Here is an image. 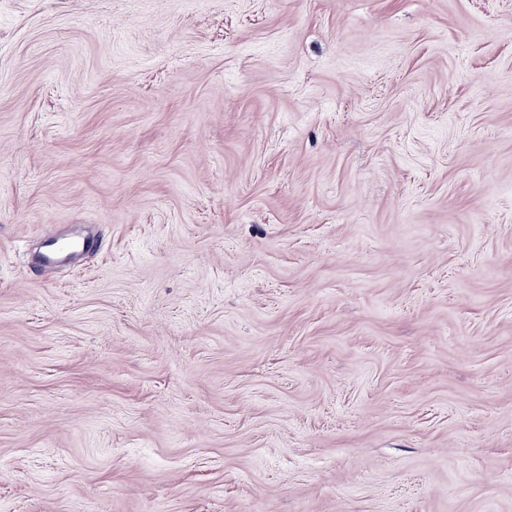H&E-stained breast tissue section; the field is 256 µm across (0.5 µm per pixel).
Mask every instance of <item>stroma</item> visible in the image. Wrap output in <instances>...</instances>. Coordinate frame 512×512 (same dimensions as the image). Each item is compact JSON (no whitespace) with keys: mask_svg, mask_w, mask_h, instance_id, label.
Here are the masks:
<instances>
[{"mask_svg":"<svg viewBox=\"0 0 512 512\" xmlns=\"http://www.w3.org/2000/svg\"><path fill=\"white\" fill-rule=\"evenodd\" d=\"M0 512H512V0H0Z\"/></svg>","mask_w":512,"mask_h":512,"instance_id":"1","label":"stroma"}]
</instances>
